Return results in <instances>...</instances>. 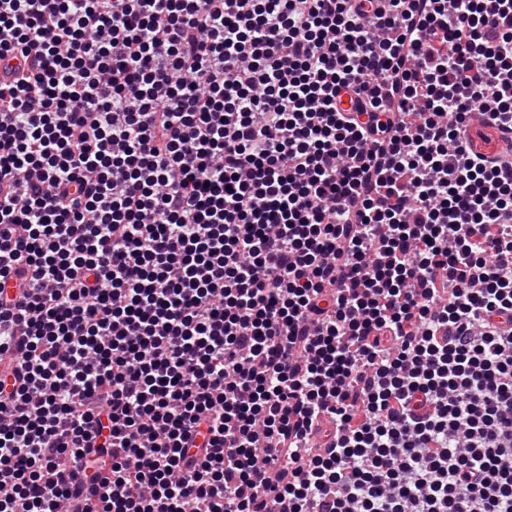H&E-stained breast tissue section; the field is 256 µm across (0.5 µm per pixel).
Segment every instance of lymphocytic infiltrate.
<instances>
[{
  "label": "lymphocytic infiltrate",
  "mask_w": 512,
  "mask_h": 512,
  "mask_svg": "<svg viewBox=\"0 0 512 512\" xmlns=\"http://www.w3.org/2000/svg\"><path fill=\"white\" fill-rule=\"evenodd\" d=\"M367 3L0 0V512H512V0ZM468 134L476 151H491L500 142V133L484 121L480 112L471 113Z\"/></svg>",
  "instance_id": "1"
}]
</instances>
